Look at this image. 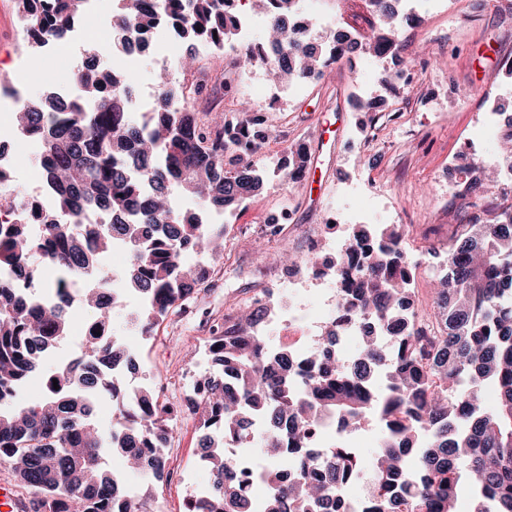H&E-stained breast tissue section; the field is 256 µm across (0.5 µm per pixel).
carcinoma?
I'll use <instances>...</instances> for the list:
<instances>
[{
    "label": "carcinoma",
    "mask_w": 512,
    "mask_h": 512,
    "mask_svg": "<svg viewBox=\"0 0 512 512\" xmlns=\"http://www.w3.org/2000/svg\"><path fill=\"white\" fill-rule=\"evenodd\" d=\"M88 0H17L36 43L69 40ZM379 25L360 44L334 35L325 53L297 37L288 26L294 0H255L277 40L275 54L257 44L241 54L237 68L260 66L288 79H306L342 61L357 47L375 56L402 50L394 0H370ZM240 14L238 0H117L112 14V50L141 43L163 24L185 42L217 48L232 40ZM133 78L110 67L85 66L75 74L73 94L30 98L17 116V134L39 146L44 185L54 208L81 223L76 233L44 215L35 241L22 227L0 234V466L12 470L32 499L34 512H146V501L131 496L102 471L98 459L117 450L136 461V476L151 486L162 480L165 461L156 449L173 439L174 403L158 404L153 387L129 391L120 364L129 347L112 333L110 299L120 290L139 293L140 308L129 321L134 336L147 339L160 321L185 312L209 284L211 271L182 262L187 251L219 254L226 227L183 208L201 199L222 212L258 196L266 173L254 157L271 130L255 109L228 119L215 107L197 110L190 100L208 95L199 79L189 85L170 78L158 84L144 112H131ZM309 160L298 143L275 171L298 181ZM489 184L474 178L460 194L461 207L486 211ZM105 212L112 223L90 218ZM507 222L474 215L448 244L447 260L434 276L436 311L431 323L415 318L414 272L402 250L397 224L361 226L337 256L333 269L342 289L337 322L352 318L367 325L362 348L342 370L328 346L314 353L302 390L294 385L296 365L270 354L255 326L260 309L224 314V327L211 339L219 370L202 375L205 391L192 414L200 416L201 457L213 476V491L189 502L188 512H250L246 472L224 455L217 442L249 435L248 414L266 420L259 446L269 459L256 477L270 490L266 512H339L335 484L366 478L363 512H457L467 492L476 512H512V214ZM130 253L114 278L96 268L115 242ZM41 251L57 277L48 286L53 301L23 298L17 282L29 278L26 262ZM309 270L328 257L311 250L301 258ZM96 288L82 287L89 271ZM81 291L95 310L86 326L82 356L43 370L42 355L67 335L74 314L71 295ZM385 327L396 342L380 345L373 326ZM43 377L44 396L18 398L34 375ZM494 387L495 409L481 407L479 395ZM112 404V424L93 419L97 405ZM341 429L366 418L381 426V441L368 463L345 442L324 460L300 458L288 465V449L307 443L321 417Z\"/></svg>",
    "instance_id": "cac0c4a2"
}]
</instances>
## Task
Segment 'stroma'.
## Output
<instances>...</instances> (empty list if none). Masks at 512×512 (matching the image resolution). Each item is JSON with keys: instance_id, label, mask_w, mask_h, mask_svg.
Wrapping results in <instances>:
<instances>
[{"instance_id": "35a3bbf8", "label": "stroma", "mask_w": 512, "mask_h": 512, "mask_svg": "<svg viewBox=\"0 0 512 512\" xmlns=\"http://www.w3.org/2000/svg\"><path fill=\"white\" fill-rule=\"evenodd\" d=\"M18 32L14 0H0V89L21 85L27 97L43 96L51 86L72 80L74 70L82 67L88 50L83 42L75 45L67 70L47 61L36 47L29 62H21ZM403 38V50L380 58L377 70L365 71L369 55L358 51L305 81L300 95L282 97L268 112L272 139L257 160L262 167L270 159H286L292 144L314 146L316 127L344 112V131L324 180L323 204L309 208L308 179L285 183L272 173L261 195L228 211L225 220L235 228L254 224L259 215L284 218L285 247L258 255L254 234L225 239L224 258L211 263L209 288L198 294L177 331L169 332L162 324L153 339L138 341L139 373L168 386L192 369L203 327L222 321L228 310L263 289L276 287L285 269L284 249L303 252L310 232L330 212L359 210L378 201V223L401 225L402 248L413 258L426 246L449 242L458 226L468 223L470 215L458 197L469 179L461 169L463 159L474 160L494 176L492 215H499L503 201L512 202V180L501 153H489L471 139L488 118L512 116V0H421L411 11ZM186 53V45L166 27L157 28L148 51L125 66L142 102H150L156 93V55L170 57L169 71L179 80ZM223 63L204 47L195 65L204 70L221 103L248 100L245 73L224 69ZM386 70L409 76L391 97L380 84ZM200 436L198 421L176 427L164 477L150 499L153 512H186L179 476L192 472L203 482L211 481L200 459Z\"/></svg>"}]
</instances>
